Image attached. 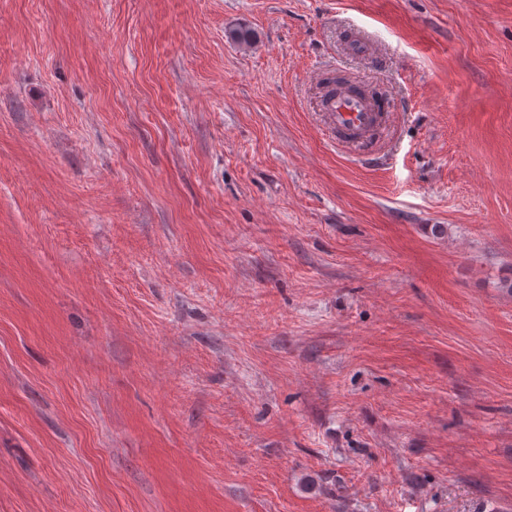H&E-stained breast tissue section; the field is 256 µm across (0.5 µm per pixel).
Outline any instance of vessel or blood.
I'll use <instances>...</instances> for the list:
<instances>
[{
  "mask_svg": "<svg viewBox=\"0 0 512 512\" xmlns=\"http://www.w3.org/2000/svg\"><path fill=\"white\" fill-rule=\"evenodd\" d=\"M330 128L339 144H350L363 155L373 153L382 132L384 102L358 91L337 94L324 102Z\"/></svg>",
  "mask_w": 512,
  "mask_h": 512,
  "instance_id": "obj_1",
  "label": "vessel or blood"
}]
</instances>
